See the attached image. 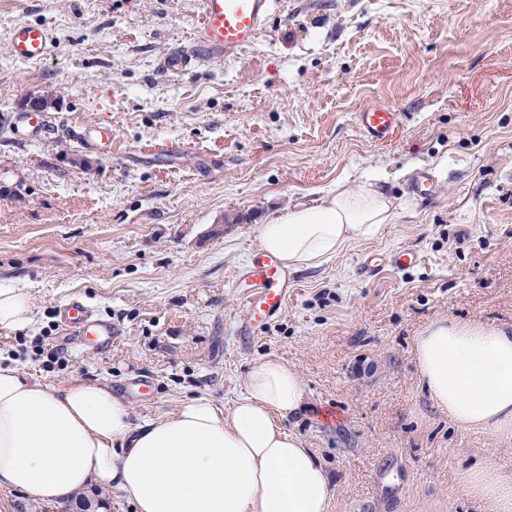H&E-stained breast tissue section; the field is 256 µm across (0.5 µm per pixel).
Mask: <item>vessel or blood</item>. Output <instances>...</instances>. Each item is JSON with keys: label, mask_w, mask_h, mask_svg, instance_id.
I'll list each match as a JSON object with an SVG mask.
<instances>
[{"label": "vessel or blood", "mask_w": 512, "mask_h": 512, "mask_svg": "<svg viewBox=\"0 0 512 512\" xmlns=\"http://www.w3.org/2000/svg\"><path fill=\"white\" fill-rule=\"evenodd\" d=\"M270 8L271 0H200L201 39L164 57L163 70L178 74L203 61L236 58L255 44ZM53 43L54 35L48 27L29 23L15 25L8 38L11 56L20 61L48 58ZM399 122L398 112L381 105L368 107L357 115L360 129L376 142L391 139ZM18 125L29 140L39 139L49 128L45 114L35 110L22 113ZM416 262V254L406 251L386 259H367L362 270L371 276L386 265L406 269ZM237 282L243 289L237 334L246 341L284 310L296 280L276 255L258 252L239 273ZM59 316L70 335L83 337L99 349L110 346L117 333L111 321L97 317L88 306L76 300L61 307Z\"/></svg>", "instance_id": "obj_1"}]
</instances>
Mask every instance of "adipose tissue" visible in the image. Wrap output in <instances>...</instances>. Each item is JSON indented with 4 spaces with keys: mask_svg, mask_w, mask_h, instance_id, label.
I'll list each match as a JSON object with an SVG mask.
<instances>
[{
    "mask_svg": "<svg viewBox=\"0 0 512 512\" xmlns=\"http://www.w3.org/2000/svg\"><path fill=\"white\" fill-rule=\"evenodd\" d=\"M396 218L368 179L288 209L256 237L285 266L315 267ZM34 309L25 289L0 285L1 329L30 327ZM413 353L431 400L452 421L512 439V332L441 320L416 336ZM306 402L296 369L269 357L252 362L230 409L199 396L136 425L106 385L46 389L0 365V485L55 502L97 484L127 494L137 512H328L323 466L283 424ZM458 481L493 512H512V478L492 465L465 467Z\"/></svg>",
    "mask_w": 512,
    "mask_h": 512,
    "instance_id": "adipose-tissue-1",
    "label": "adipose tissue"
}]
</instances>
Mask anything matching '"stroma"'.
Returning <instances> with one entry per match:
<instances>
[{
	"mask_svg": "<svg viewBox=\"0 0 512 512\" xmlns=\"http://www.w3.org/2000/svg\"><path fill=\"white\" fill-rule=\"evenodd\" d=\"M23 22L53 31L52 56L9 55ZM200 36L197 0H0V284L37 307L31 328L0 329V362L48 388L151 377V401L128 403L138 425L197 396L231 407L275 357L303 381L309 407L284 425L323 465L329 512H492L457 474L512 477V441L434 406L413 347L440 319L512 331V0H274L238 59L160 70ZM46 92L52 134L18 140ZM374 104L401 116L385 143L357 124ZM102 120L108 155L89 142ZM422 172L434 198L408 193ZM365 175L396 221L297 269L284 312L240 345L257 225ZM403 250L413 268L362 274ZM73 297L118 327L111 347L63 338Z\"/></svg>",
	"mask_w": 512,
	"mask_h": 512,
	"instance_id": "1",
	"label": "stroma"
}]
</instances>
